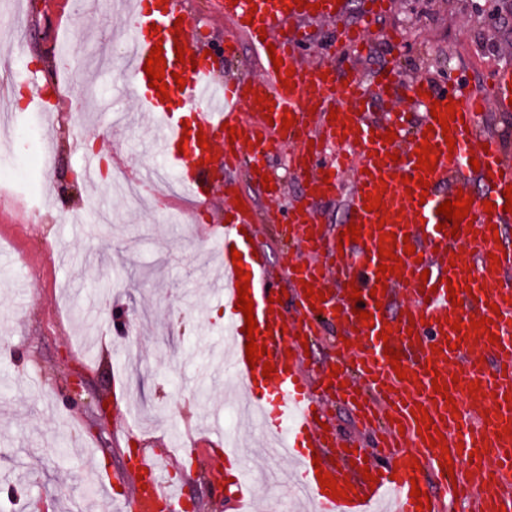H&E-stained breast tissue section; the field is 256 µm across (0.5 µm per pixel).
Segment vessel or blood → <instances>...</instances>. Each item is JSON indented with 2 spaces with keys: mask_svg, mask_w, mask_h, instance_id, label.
<instances>
[{
  "mask_svg": "<svg viewBox=\"0 0 512 512\" xmlns=\"http://www.w3.org/2000/svg\"><path fill=\"white\" fill-rule=\"evenodd\" d=\"M294 0H222L226 19L240 33L225 42V57L239 50L240 39L253 48L259 77L247 81L228 79L215 90L210 57L196 63L178 62L176 44H188L190 26L175 28L182 10L177 0H135L128 26V53L123 71L128 87L147 112L159 140V149L176 173V182L192 198L200 196V181L209 177L208 153L198 145L199 135L227 138L228 126L238 137L225 152L224 196L238 193L237 174L255 180L257 169L285 145H295L292 155L306 185L300 205L275 209L274 219L289 224L294 248L304 252L297 262H284L269 272L262 257L253 255L249 237L257 236L255 209L228 206L230 221L214 225L211 238L224 273L220 298L224 304V336L229 354L224 375L237 382L243 402L253 408L263 432L281 453L296 465L302 491L313 500L314 512H416L410 491L412 482L431 473L442 488H456L474 512H512V241L494 242L491 227L512 224V214L503 207V192L512 185V152L496 136L479 125L481 112L495 107L512 111V62L498 66L494 78L481 94H463L456 77L443 83L407 78L389 64L377 71L373 83L349 68L347 47L364 52L366 32L374 18L388 7V0H367L356 24L343 27L335 44L325 46L324 66L307 67L300 52L311 43L308 31L288 34L280 24L287 18L317 16L341 19L346 11L341 0H318L319 9L294 7ZM162 45L166 63L164 80L169 98L160 101L149 85L144 65L154 45ZM283 59L275 69L271 57ZM294 76H287V68ZM185 84L177 86L175 74ZM274 103L273 112L262 111L258 97ZM411 97L417 112L403 107ZM181 99L191 111L192 126L170 106ZM453 103L456 118L449 131L435 126L433 101ZM291 115V128H283L284 115ZM396 133L394 142L382 140L385 131ZM454 146H447V139ZM434 145L438 159L434 170L416 167V151L423 143ZM479 168H472L471 159ZM351 175L354 189L346 203V223L359 226L361 238H339L316 224L313 205L340 195L342 178ZM423 178L428 189H407L405 177ZM486 186L474 195L472 221H461L458 236L439 228L444 218L442 203L466 189L469 179ZM380 196L383 210L367 211L366 195ZM493 211H486V203ZM394 233V254L401 258L402 274L378 273L381 234ZM413 245L414 254L404 252ZM242 256L234 267L233 253ZM250 272L259 338L276 368L263 377L262 366H249L245 318L236 300L237 270ZM385 282L386 293H374L376 282ZM459 286L450 296L448 283ZM313 284L325 298H305L304 284ZM294 301L292 314L271 309L269 301L280 291ZM359 302H352V291ZM461 306H453V299ZM372 313L371 325L358 321L357 310ZM490 318L489 335L453 330L457 320ZM334 323L341 337L330 339V361L306 356L303 341L320 338L325 324ZM497 342H490V335ZM401 355L404 377H397L385 348ZM339 367V383H331L332 367ZM478 382L470 394V382ZM444 391H434V383ZM468 400L471 409L453 413L450 400ZM353 407L359 431L375 433L374 447H363L358 434L342 436L329 413L330 402ZM426 409L433 427L445 437V448L431 447L421 433L417 409ZM449 450L454 467L442 468V450ZM338 484H353L356 495L346 500L326 495L306 475L314 465ZM377 474L376 482L364 480L363 469ZM226 494L237 502L250 497L253 483L246 456L233 448L224 450ZM119 487L128 488L132 512H176L179 493L166 487L162 472L140 450H133Z\"/></svg>",
  "mask_w": 512,
  "mask_h": 512,
  "instance_id": "vessel-or-blood-1",
  "label": "vessel or blood"
}]
</instances>
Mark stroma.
<instances>
[{
    "instance_id": "obj_1",
    "label": "stroma",
    "mask_w": 512,
    "mask_h": 512,
    "mask_svg": "<svg viewBox=\"0 0 512 512\" xmlns=\"http://www.w3.org/2000/svg\"><path fill=\"white\" fill-rule=\"evenodd\" d=\"M64 2L0 0V12L17 17L15 30L0 31V52L34 76L14 109L31 114L42 150L56 158L36 171L42 208L0 191V512L20 503L26 512H116L102 485L134 446L175 455L171 477L197 512H238L213 482L219 461L210 438L224 431V377L199 378L224 347L212 277L198 261L200 227L152 201L126 205L107 182L88 191L86 148L74 143L67 118L84 113V131L103 152L120 144L130 163L162 162L151 133L129 136L111 122L115 106L133 117L140 106L118 93L121 60L107 73L94 68L102 46L121 40L108 0H82L70 28L81 91L70 103L35 108L65 67L54 50ZM217 2L182 0L193 45L218 56L233 29ZM368 39L355 60L364 76L397 57L407 74L439 82L453 70L480 92L492 62L512 52V0H391ZM132 309L144 320L115 339L112 314ZM77 375L87 383L79 396L70 388Z\"/></svg>"
}]
</instances>
